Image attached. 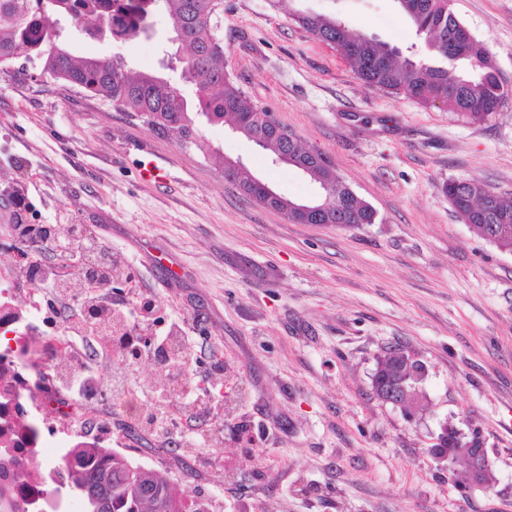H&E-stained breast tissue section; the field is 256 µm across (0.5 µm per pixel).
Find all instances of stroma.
<instances>
[{
  "label": "stroma",
  "mask_w": 512,
  "mask_h": 512,
  "mask_svg": "<svg viewBox=\"0 0 512 512\" xmlns=\"http://www.w3.org/2000/svg\"><path fill=\"white\" fill-rule=\"evenodd\" d=\"M512 86V0H451ZM337 16L419 58L425 45L395 0H224L217 35L225 66L259 106L325 153L371 224H295L226 182L210 157L241 160L280 195L309 200L317 186L275 165L251 141L199 117L197 144L160 135L80 88L37 75L24 59L0 72V213L27 197L31 224H85L118 257L113 297L152 295L157 317L186 327L193 370L224 360L212 400L211 450L194 454L142 432V393L165 374L144 353L133 390H112L116 354L91 360L102 446L164 473L214 512H512V253L481 239L445 185L475 179L512 197V101L470 123L364 86L333 49L294 19ZM132 44L72 31L76 56L117 57L134 71L174 54L154 15ZM163 170L146 182L148 163ZM19 249L0 236V293L29 314L16 287ZM28 371L66 366L45 323L27 328ZM425 362L414 421L371 390L393 344ZM41 460L78 440L70 414L28 409ZM478 431L491 486L463 463L436 461L442 425Z\"/></svg>",
  "instance_id": "1"
}]
</instances>
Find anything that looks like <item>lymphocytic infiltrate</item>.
Masks as SVG:
<instances>
[{"instance_id":"lymphocytic-infiltrate-1","label":"lymphocytic infiltrate","mask_w":512,"mask_h":512,"mask_svg":"<svg viewBox=\"0 0 512 512\" xmlns=\"http://www.w3.org/2000/svg\"><path fill=\"white\" fill-rule=\"evenodd\" d=\"M27 209L24 196L15 195L8 222L0 224V235L23 243L22 268L29 280L38 284L41 293L57 301L78 303L72 324L75 334L86 337L102 329L111 330L112 349L121 356V364L113 374L116 395L127 394L137 378L139 358L128 355V348L149 346L167 371L168 385L146 393L150 412L142 424L143 431L164 440L175 438L185 446L204 451L207 438L193 429L184 428L182 417L173 410L172 404L181 402L193 410L196 417H207L206 391L190 381L189 351H182L178 358H169L172 333L160 327L152 296H138L125 306L113 302L103 291L113 273L110 249L101 246L81 224L68 225L61 236L46 234L44 225L26 223L24 214ZM50 256L81 269L80 290H73L59 273L42 277L40 264Z\"/></svg>"}]
</instances>
